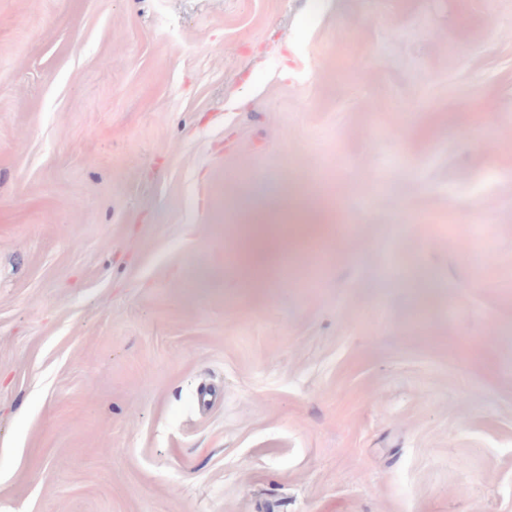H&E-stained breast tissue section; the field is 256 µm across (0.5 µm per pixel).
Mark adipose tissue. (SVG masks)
Instances as JSON below:
<instances>
[{
    "mask_svg": "<svg viewBox=\"0 0 512 512\" xmlns=\"http://www.w3.org/2000/svg\"><path fill=\"white\" fill-rule=\"evenodd\" d=\"M233 218L239 225L235 252L239 278L249 283L255 266L268 253L286 254L288 225L319 224L323 218L312 203L302 197L281 196L277 203L256 208L240 203Z\"/></svg>",
    "mask_w": 512,
    "mask_h": 512,
    "instance_id": "1",
    "label": "adipose tissue"
}]
</instances>
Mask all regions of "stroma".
Returning a JSON list of instances; mask_svg holds the SVG:
<instances>
[{
    "instance_id": "obj_1",
    "label": "stroma",
    "mask_w": 512,
    "mask_h": 512,
    "mask_svg": "<svg viewBox=\"0 0 512 512\" xmlns=\"http://www.w3.org/2000/svg\"><path fill=\"white\" fill-rule=\"evenodd\" d=\"M0 512H512V0H0ZM233 219L240 224L235 252L239 279L244 285L268 253H288V229L284 224L323 223V217L308 199L288 194L282 195L277 203L260 208L241 200Z\"/></svg>"
}]
</instances>
